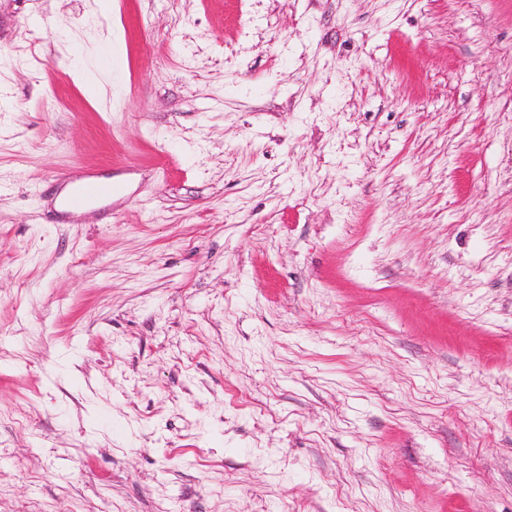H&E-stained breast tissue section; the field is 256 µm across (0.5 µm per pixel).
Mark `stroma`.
<instances>
[{"mask_svg":"<svg viewBox=\"0 0 512 512\" xmlns=\"http://www.w3.org/2000/svg\"><path fill=\"white\" fill-rule=\"evenodd\" d=\"M0 512H512V0H0ZM122 190L121 183L103 182L87 176L78 182L75 190L65 198L64 204L70 211H74L82 208L89 201L120 194Z\"/></svg>","mask_w":512,"mask_h":512,"instance_id":"1","label":"stroma"}]
</instances>
